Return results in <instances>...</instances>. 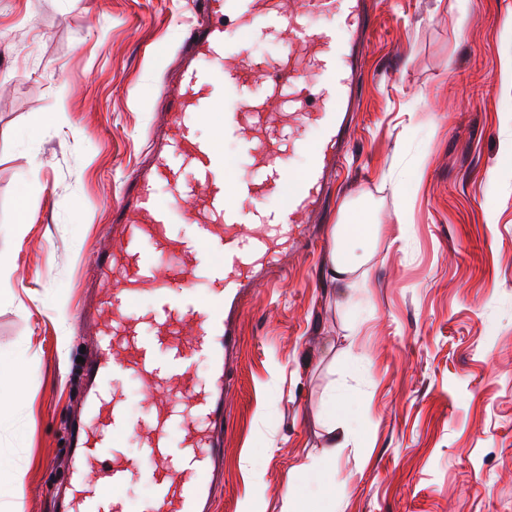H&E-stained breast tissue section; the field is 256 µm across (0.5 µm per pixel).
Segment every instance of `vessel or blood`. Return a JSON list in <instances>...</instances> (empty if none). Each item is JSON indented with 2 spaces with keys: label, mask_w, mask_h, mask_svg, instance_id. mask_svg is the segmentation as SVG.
<instances>
[{
  "label": "vessel or blood",
  "mask_w": 512,
  "mask_h": 512,
  "mask_svg": "<svg viewBox=\"0 0 512 512\" xmlns=\"http://www.w3.org/2000/svg\"><path fill=\"white\" fill-rule=\"evenodd\" d=\"M196 20L185 33L174 80L161 91L164 103L160 147L147 166L124 183L113 206L115 246L95 258L99 300L96 356L85 367V418L73 429L70 479L58 490L60 512H126L122 490L138 477L149 478L156 495L145 512H209L212 484L224 451L212 426L226 422L224 391L229 368L239 350L240 305L256 277L257 265L273 248L305 242L309 225L321 211L328 185L350 128L358 99L359 75L370 27L371 0H302L290 10L273 0H192ZM340 18L342 29L318 28L314 17ZM288 31L293 41L310 47L321 73L313 82L297 66L260 71L233 61L235 32L256 38L267 30ZM265 83L298 122L314 119L322 135L308 145L302 171L289 174L265 136L267 113L249 104L251 84ZM252 112H245V105ZM224 119V131L247 143L251 174L227 181L232 163L217 142L197 139L193 123L201 113ZM195 174L182 180L184 170ZM165 181L177 197L191 200L195 239L170 237L173 207L154 199V186ZM265 186L284 188L285 206L267 209ZM168 279H158L159 266ZM123 269L125 288L112 283ZM210 289L197 297V274ZM152 286L149 311L136 307L142 286ZM167 343L165 359L155 347ZM205 352L213 363L209 379L196 383L190 360ZM125 368L148 388L164 385L177 393L148 419H131L114 397L113 381ZM181 438L170 444L168 430ZM143 434L140 453L128 458L118 443L127 433Z\"/></svg>",
  "instance_id": "1"
}]
</instances>
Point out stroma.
I'll return each mask as SVG.
<instances>
[{
    "mask_svg": "<svg viewBox=\"0 0 512 512\" xmlns=\"http://www.w3.org/2000/svg\"><path fill=\"white\" fill-rule=\"evenodd\" d=\"M191 0H0V512H56L83 413L84 281L151 149ZM512 0H373L350 144L313 243L243 301L211 512H512ZM367 199L365 287L325 276L344 201ZM26 212H19V201ZM131 418L166 389L114 380ZM351 394L347 447L325 402ZM336 458L323 484L300 463Z\"/></svg>",
    "mask_w": 512,
    "mask_h": 512,
    "instance_id": "obj_1",
    "label": "stroma"
}]
</instances>
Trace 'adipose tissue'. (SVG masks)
Wrapping results in <instances>:
<instances>
[{
  "mask_svg": "<svg viewBox=\"0 0 512 512\" xmlns=\"http://www.w3.org/2000/svg\"><path fill=\"white\" fill-rule=\"evenodd\" d=\"M377 227L372 222L370 202H344L332 228L333 250L328 278L351 287L365 284V266L376 246Z\"/></svg>",
  "mask_w": 512,
  "mask_h": 512,
  "instance_id": "1",
  "label": "adipose tissue"
}]
</instances>
